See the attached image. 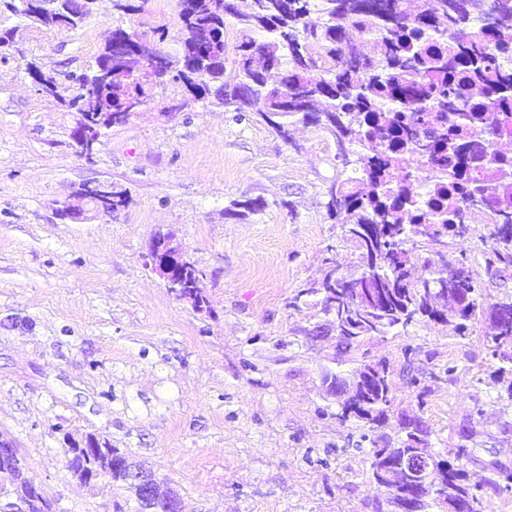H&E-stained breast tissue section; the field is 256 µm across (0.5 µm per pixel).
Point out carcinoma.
Here are the masks:
<instances>
[{
    "mask_svg": "<svg viewBox=\"0 0 512 512\" xmlns=\"http://www.w3.org/2000/svg\"><path fill=\"white\" fill-rule=\"evenodd\" d=\"M56 0L55 19L38 12V0H0V17H15L29 25L74 32L94 16L95 0ZM482 0H424L413 14L401 0H250L248 10L236 0H178L180 48L165 58L167 75L182 84L190 100L206 101L243 118L244 108L269 126L283 141L291 128L310 123L335 137L336 163L361 164L362 180H334L327 188L326 208L341 224L344 239L354 248L361 273L348 279L330 258L320 278L299 289L289 306L317 295L321 313L331 319L344 350L377 336L405 332L419 323L446 326L457 322L459 336L467 323L488 322V354L498 370L512 371V320L500 310L512 309V297L484 300L471 258L466 251L449 262L428 264L429 273L409 279L415 250L441 254L448 241L467 242L472 229L461 208H436L437 224H419L415 189L401 175L405 154L429 153L452 161L451 177L460 198L494 216L483 251L486 272L500 278L512 269V158L490 157L485 136L512 138V0H495L493 23L467 37ZM233 19L241 40L228 46L226 22ZM435 32L457 44L446 53L425 49L423 38ZM260 33L258 41L252 34ZM130 34L134 48L118 54L103 43L87 72L77 77V92L64 107L82 114L99 130L110 129L113 116L125 115L132 96L146 94L137 81L158 49L134 29L118 23L112 35ZM232 61L238 82L224 81V64ZM38 92L53 96L57 81L34 62L25 63ZM218 82L217 91L211 84ZM129 191L112 188V217L129 205ZM457 366L436 372L419 367L407 384L415 393L418 413L401 419L397 447L373 443L370 479L384 489L388 504L399 512L412 477L404 472L385 478L390 464L414 450L428 451L429 432L422 413L432 392L428 381H453ZM326 394L344 395L336 419L352 421L370 431L386 425L393 408L392 374L385 362L362 364L350 381L324 370ZM476 431L459 428L458 443L444 454H432L437 474L447 488L453 512H482L491 497L512 495V466H489L490 477L469 482L463 461L470 459ZM123 455L104 446L88 455L65 449L67 467L79 479L106 458ZM25 464L0 458V491L24 501L26 512H51L46 493L33 495L24 475ZM181 501L165 491L152 512H178Z\"/></svg>",
    "mask_w": 512,
    "mask_h": 512,
    "instance_id": "1",
    "label": "carcinoma"
}]
</instances>
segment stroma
<instances>
[{
	"label": "stroma",
	"instance_id": "obj_1",
	"mask_svg": "<svg viewBox=\"0 0 512 512\" xmlns=\"http://www.w3.org/2000/svg\"><path fill=\"white\" fill-rule=\"evenodd\" d=\"M153 8L147 0L125 25L149 38L164 29L162 50L176 52L178 0L158 16ZM112 23V0H98L74 33L19 24L27 57L62 75L57 96L38 93L23 61L0 62V434L53 512H138L126 486L88 487L68 469L65 449L90 434L154 472L184 512H391L369 480V448L394 428L362 440L359 425L336 420L320 374L385 361L395 410L409 413V345L426 353V367L457 366L423 414L432 452L455 446L480 402L470 482L488 477L493 445L512 459V401L490 382L484 323L462 337L420 324L344 352L319 305L289 307L325 257L356 271L325 208L339 174L334 137L301 123L283 141L256 119L189 101L168 79L127 124L105 131L93 160L76 152L75 116L60 100ZM106 179L130 192L118 218L60 219L79 184ZM246 199L263 210L230 213ZM160 232L174 233L200 271L207 309L153 271L149 245Z\"/></svg>",
	"mask_w": 512,
	"mask_h": 512
}]
</instances>
